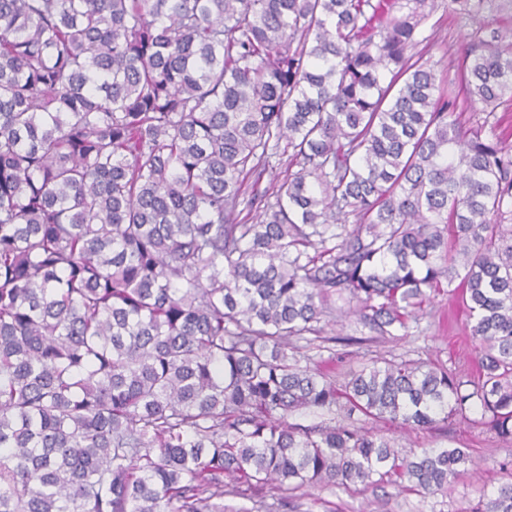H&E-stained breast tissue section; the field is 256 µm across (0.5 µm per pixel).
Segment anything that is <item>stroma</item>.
I'll return each mask as SVG.
<instances>
[{
	"label": "stroma",
	"instance_id": "obj_1",
	"mask_svg": "<svg viewBox=\"0 0 512 512\" xmlns=\"http://www.w3.org/2000/svg\"><path fill=\"white\" fill-rule=\"evenodd\" d=\"M417 52L436 65L439 78H446L456 63L462 31L445 5H437L420 28ZM330 312L321 325L330 347L301 338L294 345L302 364L336 381H343L349 369L384 360H415L447 367L462 376L476 369L473 341L460 298L439 292L431 294L425 312L409 321L406 333L379 336L364 326L347 298H332ZM365 427L390 439L395 448L407 453L423 448H465L471 460L457 478L450 495L422 498L416 492L384 482L374 487H307L295 492L279 489L277 483L252 486L239 494L232 480L224 482V504L237 512H464L480 494L492 493L505 481L504 463L512 462V441L494 433L452 420L432 429H409L389 420H365Z\"/></svg>",
	"mask_w": 512,
	"mask_h": 512
}]
</instances>
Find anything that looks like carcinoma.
I'll list each match as a JSON object with an SVG mask.
<instances>
[{
    "label": "carcinoma",
    "instance_id": "cac0c4a2",
    "mask_svg": "<svg viewBox=\"0 0 512 512\" xmlns=\"http://www.w3.org/2000/svg\"><path fill=\"white\" fill-rule=\"evenodd\" d=\"M427 5L0 0V512H224L226 477L434 496L466 451L403 456L358 417L512 439V28L486 20L512 0H448L470 30L445 92ZM281 150L301 170L242 222ZM446 287L473 380L338 385L288 355L331 295L390 336ZM464 512H512V469ZM287 420L289 423H296L302 426H316L324 423L329 424L330 422H332L330 424L334 425L340 420V415L337 414V411L320 414L312 410L300 409L289 414Z\"/></svg>",
    "mask_w": 512,
    "mask_h": 512
}]
</instances>
